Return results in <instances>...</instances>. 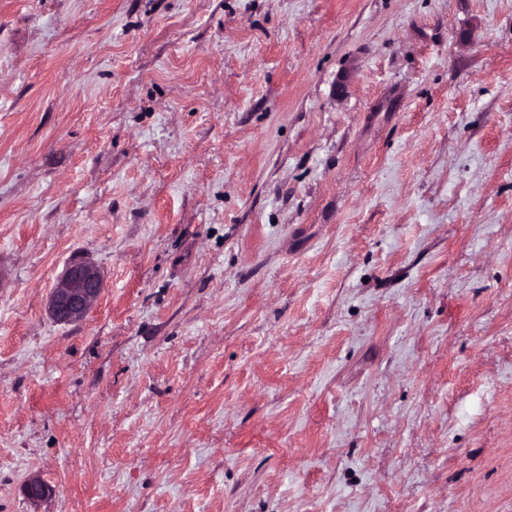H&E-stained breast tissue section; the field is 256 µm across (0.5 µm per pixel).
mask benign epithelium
<instances>
[{
	"mask_svg": "<svg viewBox=\"0 0 512 512\" xmlns=\"http://www.w3.org/2000/svg\"><path fill=\"white\" fill-rule=\"evenodd\" d=\"M103 288L101 271L94 263L82 262L66 267L50 292L48 309L51 317L60 324L82 320ZM22 491L32 502H40L51 494L49 486L38 477L27 479Z\"/></svg>",
	"mask_w": 512,
	"mask_h": 512,
	"instance_id": "1",
	"label": "benign epithelium"
}]
</instances>
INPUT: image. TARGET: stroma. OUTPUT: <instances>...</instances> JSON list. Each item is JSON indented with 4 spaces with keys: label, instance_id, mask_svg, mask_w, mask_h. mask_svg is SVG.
<instances>
[{
    "label": "stroma",
    "instance_id": "35a3bbf8",
    "mask_svg": "<svg viewBox=\"0 0 512 512\" xmlns=\"http://www.w3.org/2000/svg\"><path fill=\"white\" fill-rule=\"evenodd\" d=\"M0 512H512V0H0ZM104 288L100 269L92 262L66 267L49 296L48 309L54 321L70 324L82 320Z\"/></svg>",
    "mask_w": 512,
    "mask_h": 512
}]
</instances>
